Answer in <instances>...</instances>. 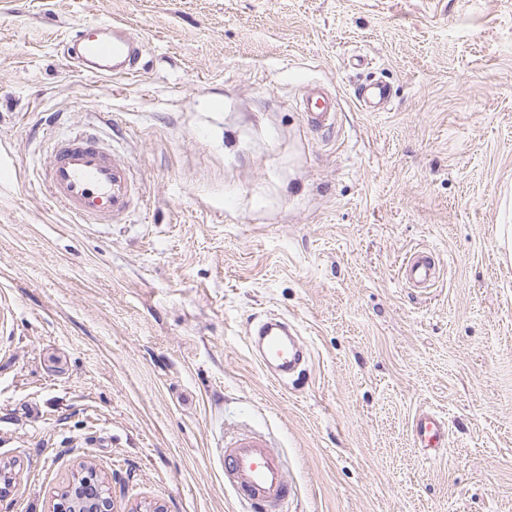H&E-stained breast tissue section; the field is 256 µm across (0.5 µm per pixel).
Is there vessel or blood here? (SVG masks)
Listing matches in <instances>:
<instances>
[{
  "label": "vessel or blood",
  "mask_w": 512,
  "mask_h": 512,
  "mask_svg": "<svg viewBox=\"0 0 512 512\" xmlns=\"http://www.w3.org/2000/svg\"><path fill=\"white\" fill-rule=\"evenodd\" d=\"M67 55L74 67L99 77L135 75L141 55L138 36L122 23L99 22L79 27L72 35ZM391 99L387 84L376 81L361 87L356 94L358 105L368 112L386 111ZM309 126L317 130L334 124L335 106L328 91L310 88L302 99ZM51 199L60 204L76 224H108L115 211L126 205L128 192L124 168L115 163L94 135H79L58 141L44 173ZM404 275L418 286H429L436 267L430 251L410 253L403 262ZM256 336L259 361L276 366L277 382L306 361L307 350L288 333V322L269 317L249 330ZM414 442L424 450L446 445L445 423L432 411L418 414L413 421ZM224 483L242 501L258 512H281L291 494L282 460L259 435L242 436L224 446Z\"/></svg>",
  "instance_id": "b4317fda"
}]
</instances>
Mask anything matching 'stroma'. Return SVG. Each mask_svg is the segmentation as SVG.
<instances>
[{
	"mask_svg": "<svg viewBox=\"0 0 512 512\" xmlns=\"http://www.w3.org/2000/svg\"><path fill=\"white\" fill-rule=\"evenodd\" d=\"M111 19L137 76L68 66L70 31ZM377 79L390 105L362 111ZM90 129L129 174L108 224L41 183ZM504 224L512 0H0V512H52L83 463L118 512H253L222 454L248 432L284 512H512ZM422 248L427 289L401 275ZM273 315L309 352L286 387L247 336ZM424 410L448 424L432 459ZM355 98L366 112H384L390 103V88L381 81L372 82L361 87ZM302 107L307 124L315 130L329 129L334 125L335 105L325 88H310L302 99ZM414 443L422 450L446 448L445 423L440 415L423 411L413 421Z\"/></svg>",
	"mask_w": 512,
	"mask_h": 512,
	"instance_id": "stroma-1",
	"label": "stroma"
}]
</instances>
